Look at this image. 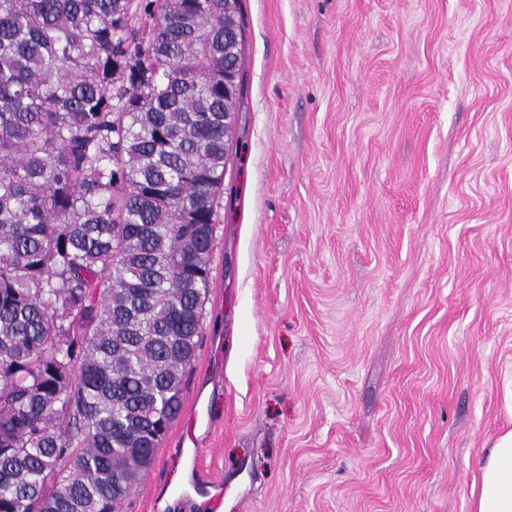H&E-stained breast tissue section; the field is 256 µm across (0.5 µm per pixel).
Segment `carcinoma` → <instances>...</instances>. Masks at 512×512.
<instances>
[{"label": "carcinoma", "instance_id": "1", "mask_svg": "<svg viewBox=\"0 0 512 512\" xmlns=\"http://www.w3.org/2000/svg\"><path fill=\"white\" fill-rule=\"evenodd\" d=\"M224 0H0V512H119L182 404Z\"/></svg>", "mask_w": 512, "mask_h": 512}]
</instances>
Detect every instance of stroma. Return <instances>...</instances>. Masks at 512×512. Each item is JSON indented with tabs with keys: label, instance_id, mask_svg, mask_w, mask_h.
<instances>
[{
	"label": "stroma",
	"instance_id": "35a3bbf8",
	"mask_svg": "<svg viewBox=\"0 0 512 512\" xmlns=\"http://www.w3.org/2000/svg\"><path fill=\"white\" fill-rule=\"evenodd\" d=\"M182 409L121 512H472L512 430V0H243Z\"/></svg>",
	"mask_w": 512,
	"mask_h": 512
}]
</instances>
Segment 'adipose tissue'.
Returning a JSON list of instances; mask_svg holds the SVG:
<instances>
[{
    "label": "adipose tissue",
    "instance_id": "ef3b65f1",
    "mask_svg": "<svg viewBox=\"0 0 512 512\" xmlns=\"http://www.w3.org/2000/svg\"><path fill=\"white\" fill-rule=\"evenodd\" d=\"M473 512H512V431L493 442L473 488Z\"/></svg>",
    "mask_w": 512,
    "mask_h": 512
}]
</instances>
